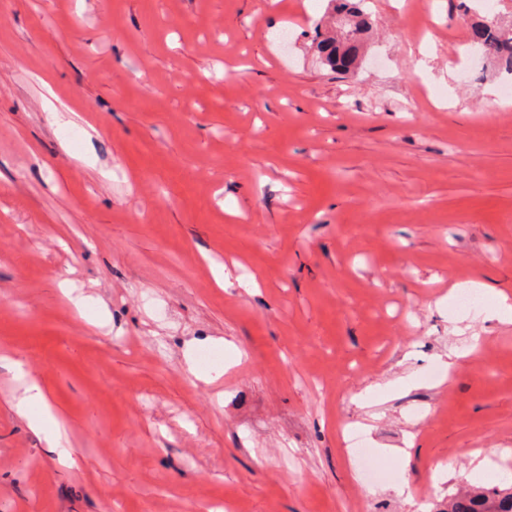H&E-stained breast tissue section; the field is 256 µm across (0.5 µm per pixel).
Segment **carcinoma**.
<instances>
[{"mask_svg": "<svg viewBox=\"0 0 512 512\" xmlns=\"http://www.w3.org/2000/svg\"><path fill=\"white\" fill-rule=\"evenodd\" d=\"M331 24L318 29L315 48L320 61L330 69L348 73L360 64V47L369 32V22L360 10L336 7L330 0ZM473 43L485 54L512 63V29L499 25L497 19H484L472 27ZM448 512H512V490L467 487L448 500Z\"/></svg>", "mask_w": 512, "mask_h": 512, "instance_id": "obj_1", "label": "carcinoma"}]
</instances>
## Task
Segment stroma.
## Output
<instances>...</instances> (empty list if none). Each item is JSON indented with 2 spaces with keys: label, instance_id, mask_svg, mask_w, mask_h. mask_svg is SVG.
<instances>
[{
  "label": "stroma",
  "instance_id": "stroma-1",
  "mask_svg": "<svg viewBox=\"0 0 512 512\" xmlns=\"http://www.w3.org/2000/svg\"><path fill=\"white\" fill-rule=\"evenodd\" d=\"M326 6L0 0V356L81 457L0 367V512H448L512 469V323L446 304L512 297V72L470 29L512 0H367L350 76L312 48ZM8 366L15 377L23 383L21 394L14 398L12 404L15 414L25 421L28 428L45 443L46 448L55 454L61 465L75 466L76 451L68 445L63 432L62 418L51 409L44 388L20 362H12ZM421 382L422 381H420L416 374H412L385 386L376 385L374 387H369L366 390V395L369 399L384 398L396 394L404 389L416 386Z\"/></svg>",
  "mask_w": 512,
  "mask_h": 512
}]
</instances>
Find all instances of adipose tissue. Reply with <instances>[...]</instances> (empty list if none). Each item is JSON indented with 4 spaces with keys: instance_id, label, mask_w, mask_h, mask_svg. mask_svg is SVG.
Masks as SVG:
<instances>
[{
    "instance_id": "ef3b65f1",
    "label": "adipose tissue",
    "mask_w": 512,
    "mask_h": 512,
    "mask_svg": "<svg viewBox=\"0 0 512 512\" xmlns=\"http://www.w3.org/2000/svg\"><path fill=\"white\" fill-rule=\"evenodd\" d=\"M10 368L23 383L21 394L13 401L15 414L55 454L61 465L75 466L76 451L70 448L63 432L62 418L51 409L44 388L21 363H11Z\"/></svg>"
}]
</instances>
